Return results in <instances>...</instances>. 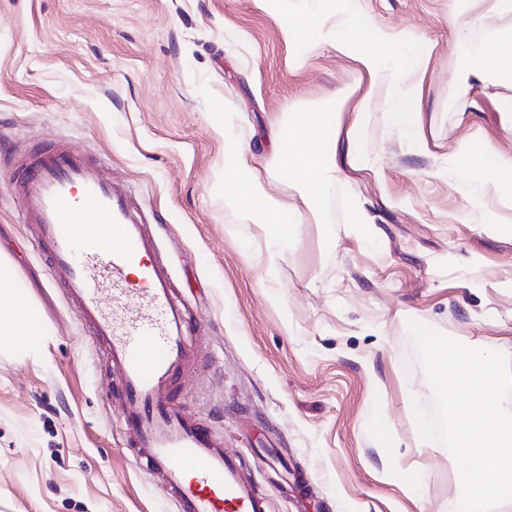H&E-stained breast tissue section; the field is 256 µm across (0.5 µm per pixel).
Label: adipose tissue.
I'll return each instance as SVG.
<instances>
[{
    "label": "adipose tissue",
    "mask_w": 512,
    "mask_h": 512,
    "mask_svg": "<svg viewBox=\"0 0 512 512\" xmlns=\"http://www.w3.org/2000/svg\"><path fill=\"white\" fill-rule=\"evenodd\" d=\"M270 2L277 14L289 19L284 30L288 42L314 46L321 39L330 38L338 51L355 56L369 79L353 106L347 128H339L335 112H305L292 126L277 128L271 136L273 156L303 189L304 202L322 223L326 220L323 194L337 182L342 167L361 169L368 165L367 157L354 152L351 144L355 134L368 124L377 99L390 101L408 138L419 139L420 129L413 112L422 82L417 66L429 61L435 45L406 29L380 27L376 40L393 49L392 54L381 58L358 48L365 24L358 10L343 14L335 26L329 27L325 21L335 11V0H321L320 9L306 14L298 11L296 0ZM480 21L477 15L454 17L455 40L470 62L458 73L451 88L452 98H468L475 85L491 73L512 80V36L502 34L484 44L471 45L469 32ZM459 153L471 162L467 177L475 195L490 204L483 213V223L497 225L498 209L512 211V157L483 149L473 140L463 144ZM250 157L248 140L225 137L224 164L219 174L224 182V202L246 222L266 226L272 246L267 261L272 264L279 258L280 248L294 242L292 226L298 208L277 191L268 170L250 169ZM244 171L249 177L243 181L239 175ZM44 333L28 296L19 290L13 277L1 274L0 337H10L13 344L23 348Z\"/></svg>",
    "instance_id": "obj_1"
}]
</instances>
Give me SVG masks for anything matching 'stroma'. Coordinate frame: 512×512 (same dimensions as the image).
<instances>
[{
    "instance_id": "35a3bbf8",
    "label": "stroma",
    "mask_w": 512,
    "mask_h": 512,
    "mask_svg": "<svg viewBox=\"0 0 512 512\" xmlns=\"http://www.w3.org/2000/svg\"><path fill=\"white\" fill-rule=\"evenodd\" d=\"M453 6L359 0L377 55L389 49L375 24L436 44L421 140L372 113L354 137L369 166L344 168L327 222L305 216L269 268L264 225L224 204V137L250 139L252 165L300 203L269 137L328 105L347 122L367 83L353 57L288 44L260 0H0V255L47 330L24 351L0 340V512H176L116 423L102 345L19 220L13 164L43 140L84 150L155 224L199 322L182 398L223 431L270 512H455L456 461L412 413L432 394L409 324L512 351V232H486L468 182L440 174L473 134L512 155V83L488 76L458 113ZM356 208L372 223H352Z\"/></svg>"
}]
</instances>
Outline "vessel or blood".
Masks as SVG:
<instances>
[{
  "label": "vessel or blood",
  "mask_w": 512,
  "mask_h": 512,
  "mask_svg": "<svg viewBox=\"0 0 512 512\" xmlns=\"http://www.w3.org/2000/svg\"><path fill=\"white\" fill-rule=\"evenodd\" d=\"M24 223L36 225L51 275L104 346L117 382V418L178 512H267L240 474L224 437L178 402L199 357L197 322L175 287L160 245L127 191L80 150L41 146L18 166ZM104 222L112 248L82 239L73 224ZM137 267L138 282L128 281Z\"/></svg>",
  "instance_id": "obj_1"
}]
</instances>
